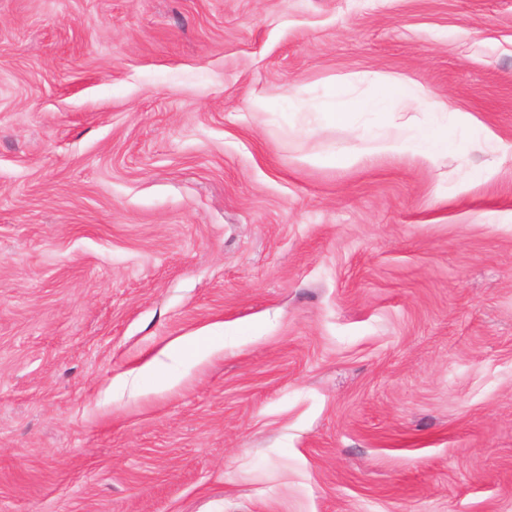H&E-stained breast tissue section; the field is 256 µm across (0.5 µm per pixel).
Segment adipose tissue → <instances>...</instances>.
Instances as JSON below:
<instances>
[{
    "mask_svg": "<svg viewBox=\"0 0 512 512\" xmlns=\"http://www.w3.org/2000/svg\"><path fill=\"white\" fill-rule=\"evenodd\" d=\"M384 95L360 99L352 104L351 110L333 106L330 118L334 123L344 124L350 112H371L382 115L387 130L381 135L367 138L365 148L353 156L350 163H361L382 156H408L420 164L430 165L448 152L447 140L438 138L427 125L416 126L414 118L394 115L392 103L409 102L417 110L428 115L443 114L448 110L447 102L420 85L400 79L385 80Z\"/></svg>",
    "mask_w": 512,
    "mask_h": 512,
    "instance_id": "obj_1",
    "label": "adipose tissue"
}]
</instances>
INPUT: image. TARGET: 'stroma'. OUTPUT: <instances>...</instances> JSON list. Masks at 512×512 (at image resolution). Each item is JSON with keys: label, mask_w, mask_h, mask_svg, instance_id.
Here are the masks:
<instances>
[{"label": "stroma", "mask_w": 512, "mask_h": 512, "mask_svg": "<svg viewBox=\"0 0 512 512\" xmlns=\"http://www.w3.org/2000/svg\"><path fill=\"white\" fill-rule=\"evenodd\" d=\"M0 512H512V0H0ZM375 81L387 88L384 95L360 99L352 103L350 112H371L382 115L387 130L382 135H369L365 132L358 136L367 140L366 147L347 158L355 164L382 156H409L423 165H432L442 155L448 153V141L438 138L429 125L416 127L415 118H405L402 113L392 112L391 102H410L424 114H444L448 112V103L420 85L400 79H388L377 75ZM327 95L333 100L330 118L334 123L346 124L350 112L336 103L338 91L336 85L329 86ZM393 114H400L394 116ZM213 350L210 335L207 333L173 344L169 352L178 353L185 364H195L207 357Z\"/></svg>", "instance_id": "1"}]
</instances>
